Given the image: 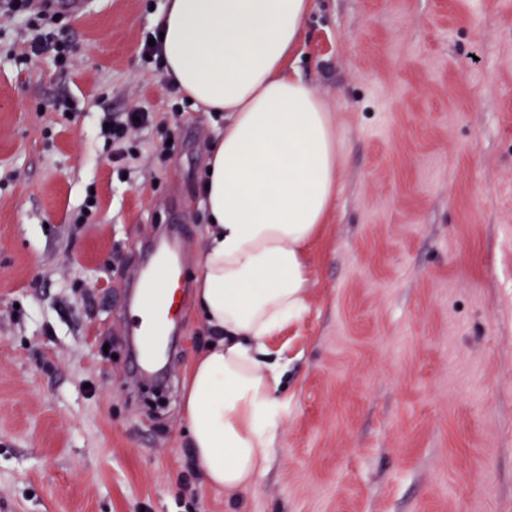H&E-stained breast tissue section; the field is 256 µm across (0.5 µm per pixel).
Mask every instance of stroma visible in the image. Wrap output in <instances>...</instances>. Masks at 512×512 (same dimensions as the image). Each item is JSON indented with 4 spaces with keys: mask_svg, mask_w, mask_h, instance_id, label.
Masks as SVG:
<instances>
[{
    "mask_svg": "<svg viewBox=\"0 0 512 512\" xmlns=\"http://www.w3.org/2000/svg\"><path fill=\"white\" fill-rule=\"evenodd\" d=\"M164 4L94 0L62 66L25 60L27 16L0 30V512H512V0H314L296 68L345 125L341 186L242 492L189 448L195 299L162 405L130 366L132 247L185 225L195 282L224 126L143 54ZM134 109L154 122L123 181L99 128Z\"/></svg>",
    "mask_w": 512,
    "mask_h": 512,
    "instance_id": "obj_1",
    "label": "stroma"
}]
</instances>
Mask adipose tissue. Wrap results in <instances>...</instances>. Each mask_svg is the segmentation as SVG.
I'll return each mask as SVG.
<instances>
[{
    "mask_svg": "<svg viewBox=\"0 0 512 512\" xmlns=\"http://www.w3.org/2000/svg\"><path fill=\"white\" fill-rule=\"evenodd\" d=\"M312 0H167L163 73L224 115L206 160L211 226L197 299L217 339L189 371L193 458L206 485L251 488L279 430L284 370L268 341L307 310L310 250L336 198L344 137L290 72Z\"/></svg>",
    "mask_w": 512,
    "mask_h": 512,
    "instance_id": "adipose-tissue-1",
    "label": "adipose tissue"
}]
</instances>
